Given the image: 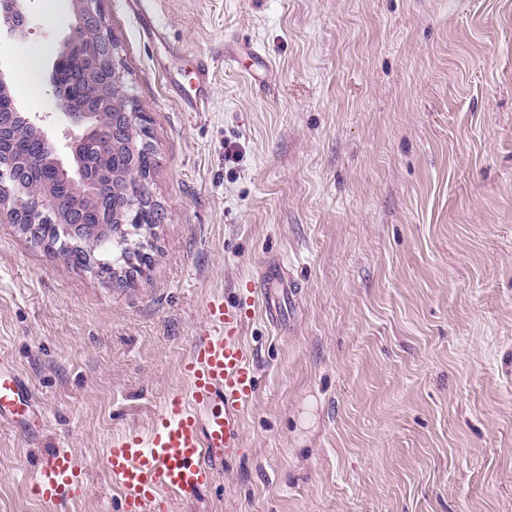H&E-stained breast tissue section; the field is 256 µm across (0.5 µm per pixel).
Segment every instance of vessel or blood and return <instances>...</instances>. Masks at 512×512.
<instances>
[{"label":"vessel or blood","mask_w":512,"mask_h":512,"mask_svg":"<svg viewBox=\"0 0 512 512\" xmlns=\"http://www.w3.org/2000/svg\"><path fill=\"white\" fill-rule=\"evenodd\" d=\"M213 71L198 64L188 111H201L208 101ZM283 282L277 266L263 277L266 312L276 316L277 292ZM249 298L227 306L213 301L206 306L211 329L191 345L182 371L187 391L171 394L149 437L129 434L105 452V467L124 494L123 512H144L165 492L190 497L213 486L218 471L210 456L216 448L239 447L242 415L253 402L256 372L241 332L248 318ZM27 388L17 374L0 373V410L21 404ZM84 486L74 459L65 452L49 455L32 483L35 496L57 504L82 494Z\"/></svg>","instance_id":"obj_1"}]
</instances>
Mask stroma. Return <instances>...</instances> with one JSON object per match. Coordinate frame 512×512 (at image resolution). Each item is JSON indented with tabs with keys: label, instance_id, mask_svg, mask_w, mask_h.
<instances>
[{
	"label": "stroma",
	"instance_id": "1",
	"mask_svg": "<svg viewBox=\"0 0 512 512\" xmlns=\"http://www.w3.org/2000/svg\"><path fill=\"white\" fill-rule=\"evenodd\" d=\"M103 0L157 167L149 262L113 282L0 215V512H119L104 453L148 436L208 302L255 295L257 390L216 483L146 512H512V0ZM0 70L58 149L48 75L70 0H27ZM240 54L224 61V46ZM36 60L20 73L22 58ZM209 104L184 111L198 62ZM68 453L84 492L33 496ZM279 288H293L291 284L285 285L280 277L279 269L276 265L268 266L265 269L263 277L264 299L266 301V312L272 321L277 320V311L279 309V298L277 292ZM27 394V388L17 374L0 371V414L2 409L11 411L18 407Z\"/></svg>",
	"mask_w": 512,
	"mask_h": 512
}]
</instances>
